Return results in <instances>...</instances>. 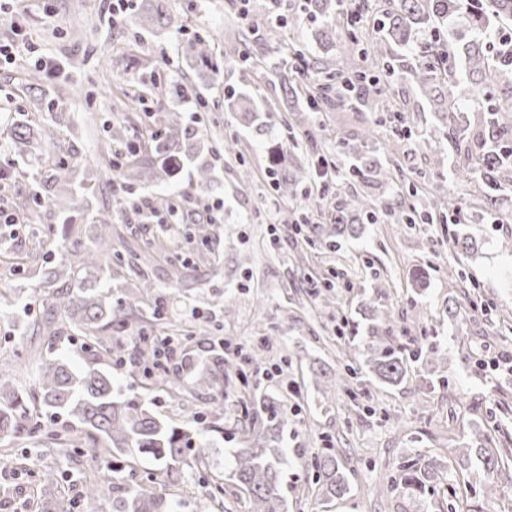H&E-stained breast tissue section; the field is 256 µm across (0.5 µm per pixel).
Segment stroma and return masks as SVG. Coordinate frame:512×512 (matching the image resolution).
Returning a JSON list of instances; mask_svg holds the SVG:
<instances>
[{"instance_id": "stroma-1", "label": "stroma", "mask_w": 512, "mask_h": 512, "mask_svg": "<svg viewBox=\"0 0 512 512\" xmlns=\"http://www.w3.org/2000/svg\"><path fill=\"white\" fill-rule=\"evenodd\" d=\"M305 0H283L281 22L271 31H259L245 52L250 61L274 59L281 67L294 66L292 50L308 61L344 57L353 42L377 37L393 0H370L363 19L355 24L341 18L336 39L322 47L313 39L325 22L322 15L305 11ZM29 50L9 60L0 59V167L27 173L33 186L47 192L52 170L37 153L19 150L11 126L20 119H44L27 91L41 87L55 101L56 111L71 117L54 155L85 169V192L75 193L68 209L59 211L28 203L20 219L54 225L58 235L78 228L83 244L98 233V220L111 218L132 245L157 242L147 272L161 287L171 289L167 316L191 320L192 339L179 352L193 358L210 353L222 338L253 347L270 338L265 368L277 369L273 381L257 384L242 379L235 364L225 366L229 383L220 419L206 415V401L183 404L168 390L144 389L143 377L131 376L129 364L102 360L122 389L140 388L151 408L170 423L200 424L208 443L204 454L211 473L229 474L235 449L243 447L241 400L253 392L274 395L285 407L287 421L281 433V479L288 497V512H512V467L487 474L479 461L465 472L466 483L453 487L437 478L430 494L413 496L394 489L404 458L434 455L455 458L459 449L474 446V431L487 433L494 447L512 451V370L495 368L491 361L512 350V184L493 193L492 208H478L475 198L486 187L478 172L465 171L452 155L442 127L406 74L403 64L411 55L392 43H383L386 56L402 65L379 83L394 104L391 112H360L331 107L308 115L311 136L289 125L277 82L254 78L251 92L263 111L257 126L241 122L238 113L224 109L228 95L244 85L239 67H222L203 87L206 112L192 119L193 106L174 94L176 87L198 84L200 63L179 60L161 72L182 34L209 36L218 46L235 42L238 29L247 27L251 12L268 13L267 0H166L170 24L143 29L137 12L126 24L108 22V0H18ZM56 58L61 68L46 78L37 61ZM164 73L163 83L153 75ZM146 90L137 126L148 134L154 126L146 114L156 100L175 107L183 124L194 125L193 153L207 154L214 166V182L204 195L190 188L191 166L178 156L164 181H141L137 198L154 200L175 195L188 203L198 198L224 201V221L211 225V236L201 240L197 227L182 225L168 236L154 224H144L125 209L113 193L115 168L97 161L100 147L112 139L120 119L114 101L119 90ZM235 140L239 151L228 155L224 144ZM361 142L364 154L393 165L389 180L368 185L353 170L357 159L349 146ZM278 143L299 159V172L290 197L279 198L268 176L267 148ZM444 156L446 169L436 175L433 159ZM321 156L336 163V186L323 213H331L333 198L361 191L374 200L371 220L360 236L326 238L307 245L295 234L303 207L315 199L313 163ZM442 195L450 200L461 221L440 224L426 217V201ZM467 234L475 251H453L449 240ZM32 248L27 232L0 233V254L20 255L16 269H0V293L10 304L0 310V357L18 359L17 376L28 382L33 372L30 350L54 348L74 368H85L91 353L79 334L49 344L36 327V313L18 304L39 288V271L60 264L64 250L26 259ZM181 259L180 276L171 264ZM424 270V290L412 285L415 270ZM460 307L456 318L446 312L448 301ZM370 303L385 317L395 346L409 352L410 377L394 388L379 386L367 375L350 377L347 361L361 363L367 349V323L362 303ZM440 341L448 360L437 363L420 356V348ZM351 359H343L342 348ZM345 378L347 390L323 395L314 385L315 373ZM339 452L348 471L350 489L343 498L323 503L316 496L317 475L311 461L323 449ZM30 443L12 444L10 456H0V512H20L25 501L40 495L35 476L15 471L12 459L31 451ZM197 470H190L169 492L177 512H244L233 485H226L224 500L205 504ZM494 480L496 497H487V480Z\"/></svg>"}]
</instances>
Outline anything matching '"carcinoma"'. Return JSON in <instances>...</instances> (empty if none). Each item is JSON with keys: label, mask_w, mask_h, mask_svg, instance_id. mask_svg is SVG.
Masks as SVG:
<instances>
[{"label": "carcinoma", "mask_w": 512, "mask_h": 512, "mask_svg": "<svg viewBox=\"0 0 512 512\" xmlns=\"http://www.w3.org/2000/svg\"><path fill=\"white\" fill-rule=\"evenodd\" d=\"M309 8L326 18L317 33V39L329 42L336 34V4L332 0H309ZM468 21L480 36L455 49L452 39L458 37V21ZM167 20L164 3L139 13L142 28L150 29ZM512 21V0H398L383 23V37L392 40L412 54L407 72L418 86L420 94L434 105L450 147L469 162L473 159L468 147L470 120L464 116L471 89H489L503 81L512 83V52L498 57L489 54L484 39L492 34L494 26ZM181 50L200 61L209 63L213 55L209 38L195 34L181 42ZM359 63L351 65L343 60L327 58L321 62V78L299 84L290 80L277 64L267 65L271 77L277 79L283 101L291 112L290 124L302 129L306 121L302 113L323 104L357 105L363 109L385 110L384 102L366 92L352 96L369 72L392 73L395 65L366 48H355ZM230 112H244L253 121L257 112L252 99L241 94L227 99ZM482 124L488 128V147L478 156V170L495 188L504 172H512V149L499 145V136L512 128V110L502 105L477 109ZM159 133L136 142H126L132 159L120 167L123 184L129 187L139 181L144 170L157 180L169 176L166 161L178 154L182 141L194 136V130L181 123L175 110L158 105L152 113ZM64 123L52 117L39 124L25 123L13 128V140L20 149L38 150L49 154L61 136ZM359 155V163L367 178L385 179L391 174L374 160ZM193 161L191 188L202 193L211 181V163L205 158L190 157ZM269 168L274 172L280 196H288L290 180L287 153L271 150ZM78 165L58 162L53 167V183L58 185L55 195L33 201L44 205H63L81 182L76 180ZM373 207L365 196H351L341 200L335 208V224H310L306 232L311 237L357 236L365 213ZM142 260L141 251L132 247L121 234H112V225H101V233L92 246L74 249L70 261L62 266L47 267L41 273V287L33 291L27 304L41 307L38 330L49 340H59L74 331L88 336L103 353L118 363L126 357L143 367V372L156 368L153 384L181 389V394L195 396L207 391L210 400L224 402V354L215 351L207 356L202 366L185 358L177 371L160 361L153 345L154 324L134 326L129 320L133 310L147 312L156 321L163 320L165 310L163 289L149 279L134 296L111 301L109 292L90 287L91 278L112 265H122L127 259ZM382 320L375 317L369 326L371 357L370 373L376 382L388 386L401 384L408 375V360L402 350L394 347L380 335ZM34 388L18 382L8 362H0V443L31 441L39 438L40 424L34 422L33 412L52 409L63 413L71 423L52 428L44 433L52 448L55 461H70L71 450L84 448L91 457L106 463L107 473L93 480H80L77 502L58 493V466L46 465L37 472L39 484L48 491L41 500L38 512H70L77 506L79 512H100V501L107 488H112V512H175L171 498L142 486L132 470L135 459L150 455L160 466V484L170 485L182 478L183 468L205 465L202 456L188 461L190 452L199 439L197 431L174 425L158 414L138 393L124 394L112 380V373L95 367L76 371L62 357L35 360ZM244 417L249 420L247 432L254 444L239 448L233 464L237 487L244 495L245 512H284L285 495L278 465L282 456L278 447L263 443L269 434L285 424V413L272 397H248L242 401ZM484 467L493 472L500 467L494 448H476ZM121 459L128 470H117L114 461ZM318 472L317 496L332 501L345 495L348 479L333 451L314 458ZM432 458L417 455L400 466L397 485L412 495H422L431 487L435 475Z\"/></svg>", "instance_id": "cac0c4a2"}]
</instances>
